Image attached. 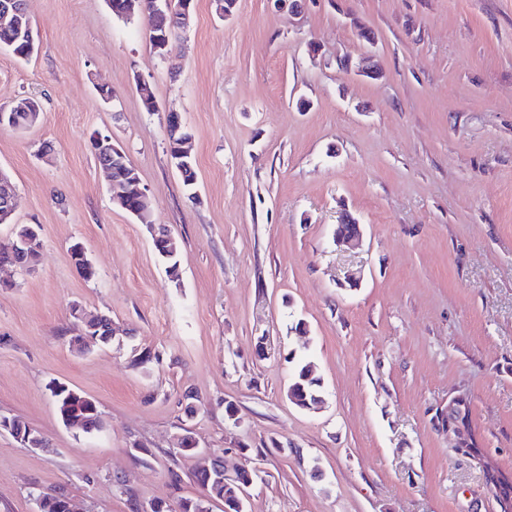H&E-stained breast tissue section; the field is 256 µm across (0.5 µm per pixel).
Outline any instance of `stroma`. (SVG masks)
<instances>
[{"label":"stroma","instance_id":"obj_1","mask_svg":"<svg viewBox=\"0 0 512 512\" xmlns=\"http://www.w3.org/2000/svg\"><path fill=\"white\" fill-rule=\"evenodd\" d=\"M26 7L38 51L0 48V107L35 95L43 110L0 128L15 186L0 241L37 224L42 248L29 270L0 269V414L49 445L0 432V512H35L34 487L75 512L198 497L201 458L171 460L187 428L227 475L256 468L245 512H501L483 467L512 477V0H303L294 15L237 0L226 20L194 0L163 56L139 12L106 0ZM370 51L378 77L343 68ZM170 112L191 136V189ZM98 133L137 170L142 216L113 203ZM346 213L363 229L352 250L334 241ZM74 303L111 318L110 346L72 349ZM291 353L320 409L289 399ZM53 381L92 398L103 429H66ZM459 396L473 450L448 432ZM4 418L11 419L13 421V423L17 424V428L24 427L26 429L28 427L27 423L24 422L23 420L19 419L18 417L4 416ZM5 419H1V422H0L1 431L3 429H7L8 431L12 432L10 421L5 420ZM13 433L16 434L15 436L17 437V440L20 443H22L23 445H26L30 448H43L45 446L43 436L40 435L37 431H35L30 426L28 427V429L26 431L21 430L20 433H18V434L16 431L15 432L13 431Z\"/></svg>","mask_w":512,"mask_h":512}]
</instances>
